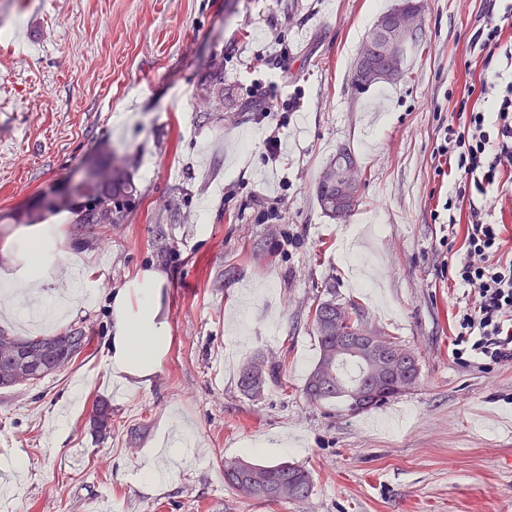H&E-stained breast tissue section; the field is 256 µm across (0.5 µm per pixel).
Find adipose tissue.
Returning a JSON list of instances; mask_svg holds the SVG:
<instances>
[{
  "label": "adipose tissue",
  "mask_w": 512,
  "mask_h": 512,
  "mask_svg": "<svg viewBox=\"0 0 512 512\" xmlns=\"http://www.w3.org/2000/svg\"><path fill=\"white\" fill-rule=\"evenodd\" d=\"M64 231L58 224L29 228L15 252L13 279L27 288H39L58 268ZM163 274L153 268L139 270L133 282L112 293L109 307L112 324L105 351L110 375L145 379L157 370L170 338L165 322L159 321V290Z\"/></svg>",
  "instance_id": "adipose-tissue-1"
}]
</instances>
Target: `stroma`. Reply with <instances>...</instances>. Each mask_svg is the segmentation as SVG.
I'll return each mask as SVG.
<instances>
[{"label":"stroma","instance_id":"stroma-1","mask_svg":"<svg viewBox=\"0 0 512 512\" xmlns=\"http://www.w3.org/2000/svg\"><path fill=\"white\" fill-rule=\"evenodd\" d=\"M401 0H0V248L15 215L76 185L100 156L132 158L127 221L66 228L65 258L96 269V299L60 323L10 317L18 336L82 327L87 350L31 387L0 388V512H512V361L454 355L462 285L448 265L466 219L443 205L456 180L437 147L486 69L469 38L486 0H420L426 41L404 78L358 95L360 43ZM41 48L28 56V45ZM287 57L277 58L279 48ZM222 117L201 116L211 59ZM273 87L268 115L241 111ZM281 130L271 160L265 132ZM349 146L363 187L338 222L316 199ZM512 170L474 194L512 251ZM165 276L171 345L147 383L102 360L108 295L140 269ZM358 303L367 327L418 357V383L363 413L311 404L314 303ZM281 380L243 396L244 361ZM112 405V431L90 424ZM309 469L308 499L261 503L224 483L223 460ZM158 472L151 490L143 476Z\"/></svg>","mask_w":512,"mask_h":512}]
</instances>
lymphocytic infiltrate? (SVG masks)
Returning <instances> with one entry per match:
<instances>
[{
	"label": "lymphocytic infiltrate",
	"instance_id": "obj_1",
	"mask_svg": "<svg viewBox=\"0 0 512 512\" xmlns=\"http://www.w3.org/2000/svg\"><path fill=\"white\" fill-rule=\"evenodd\" d=\"M492 89L497 90L495 82L481 79V93ZM497 92L489 109L468 112L444 129L437 152L460 174L446 211L458 210L470 190L486 192L502 169L512 167V81ZM451 270L453 281L470 296L458 320L456 358L512 361V259L502 254L500 225L488 222L477 207L469 209L464 251Z\"/></svg>",
	"mask_w": 512,
	"mask_h": 512
}]
</instances>
